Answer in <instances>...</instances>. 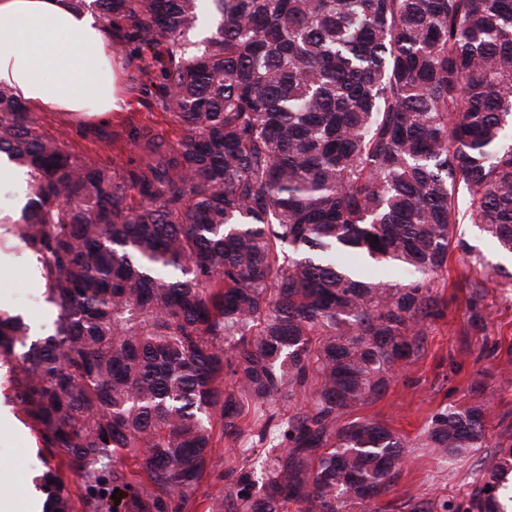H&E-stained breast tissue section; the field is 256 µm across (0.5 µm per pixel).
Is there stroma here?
Instances as JSON below:
<instances>
[{"mask_svg": "<svg viewBox=\"0 0 512 512\" xmlns=\"http://www.w3.org/2000/svg\"><path fill=\"white\" fill-rule=\"evenodd\" d=\"M112 61L124 78V99L111 122L81 126L45 112L41 130L66 141L80 155L112 164L124 175L130 153L128 136L133 129L172 143L178 138V128L162 111L155 85L142 75L135 44L113 39ZM457 232L483 255V266L456 252L449 256L444 274L447 286L443 294L448 302L444 317L428 326L420 355L403 360L392 372L386 392L352 411L353 417L381 422L409 442L402 473L387 501L425 504L432 512H444L445 505L467 501L478 475L494 460L495 443L512 436V384L487 376L512 358V295L503 290L496 273L497 267L512 266V255L500 251L475 225H458ZM467 279L482 281L486 288L488 326L481 333L469 325L466 291L461 287ZM0 309L23 312L27 322L43 333L53 328L55 318L47 311L42 284L31 281L22 270L0 277ZM10 394L7 370L0 367V414L10 420L7 431L0 433V495L13 501L14 512H41L35 501L36 480L46 469L56 468L57 461L38 443ZM473 404L484 408L486 447L469 449L451 461L436 449L424 447L425 428L435 412L448 405Z\"/></svg>", "mask_w": 512, "mask_h": 512, "instance_id": "35a3bbf8", "label": "stroma"}]
</instances>
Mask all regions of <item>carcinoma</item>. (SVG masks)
I'll return each mask as SVG.
<instances>
[{
    "mask_svg": "<svg viewBox=\"0 0 512 512\" xmlns=\"http://www.w3.org/2000/svg\"><path fill=\"white\" fill-rule=\"evenodd\" d=\"M89 1L166 48L179 136L130 135L119 178L0 87V152L30 173L16 233L56 312L40 335L0 311L14 400L85 512H118L116 489L123 512H187L212 449L247 435L274 441L262 477L228 467L205 512H393L405 440L341 419L444 316L448 255L483 264L456 225L512 254V0ZM465 288L483 332L484 287ZM426 439L483 447V408H442ZM511 475L500 443L453 512H512ZM42 491L74 512L57 473Z\"/></svg>",
    "mask_w": 512,
    "mask_h": 512,
    "instance_id": "1",
    "label": "carcinoma"
}]
</instances>
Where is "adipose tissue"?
<instances>
[{"label":"adipose tissue","mask_w":512,"mask_h":512,"mask_svg":"<svg viewBox=\"0 0 512 512\" xmlns=\"http://www.w3.org/2000/svg\"><path fill=\"white\" fill-rule=\"evenodd\" d=\"M0 86L30 107L101 118L116 107L112 50L99 14L73 0H0ZM26 167L0 153V222H19Z\"/></svg>","instance_id":"ef3b65f1"}]
</instances>
